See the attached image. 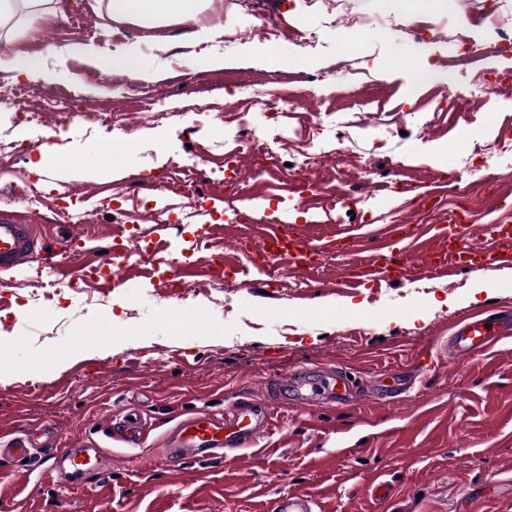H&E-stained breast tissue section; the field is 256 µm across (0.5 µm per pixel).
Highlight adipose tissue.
<instances>
[{
    "label": "adipose tissue",
    "mask_w": 512,
    "mask_h": 512,
    "mask_svg": "<svg viewBox=\"0 0 512 512\" xmlns=\"http://www.w3.org/2000/svg\"><path fill=\"white\" fill-rule=\"evenodd\" d=\"M212 0H98L100 15L111 21H126L140 24L146 29L180 25L185 46L194 48L195 63L212 67L218 64V57L206 51V44L212 43L224 34L223 27H200L189 29V22L195 21ZM65 0H0V71H9L32 79L45 77L43 56L57 55L56 46H47L43 56L27 57L14 53V45L31 29L36 19L62 14ZM72 55L80 56L98 67L104 74H120L132 80L150 81L157 77L155 67L148 65L142 56L139 43L132 42L109 52L95 44L77 45Z\"/></svg>",
    "instance_id": "ef3b65f1"
}]
</instances>
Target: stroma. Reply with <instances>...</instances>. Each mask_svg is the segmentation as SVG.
Here are the masks:
<instances>
[{
	"label": "stroma",
	"instance_id": "stroma-1",
	"mask_svg": "<svg viewBox=\"0 0 512 512\" xmlns=\"http://www.w3.org/2000/svg\"><path fill=\"white\" fill-rule=\"evenodd\" d=\"M374 20L350 29L349 16ZM280 26L273 42L252 38L261 22ZM201 25L240 30L215 42L224 63L204 68L208 85L195 113L178 74L194 73L180 46L158 51L130 23L103 31L96 0H67L65 16L39 23L15 45L27 56L47 44L92 43L105 49L140 42L161 72L152 87L176 108L155 120L122 95L126 79L78 57L52 65L38 80L118 126L68 120L56 112L22 127L18 105L0 100V187L38 190L44 208L1 202L0 216L44 224L45 246L65 252L68 277L33 262L0 272V428H55L72 444L115 450L108 474L79 488L43 484L37 497L20 486L21 468L0 464V512H268L276 496L302 491L321 512H375L368 491L386 482L384 512H512V343L466 361L442 358L400 400L357 409L307 405L276 396L266 382L298 369L330 374L342 367L372 387L377 372L406 367L442 347L460 320L495 308L512 311V263L444 280L423 269L391 284L365 280L338 287L342 258L329 256L319 284L298 279L288 264L259 271L256 224L294 223L331 236L356 222L413 229L445 224L455 199L431 197L432 185L460 178L474 219L512 215V89L488 95L486 84L512 77V0H453L448 13L428 0H214ZM464 31L478 53L465 59L448 42ZM466 85L454 101L452 83ZM247 126L251 142L224 180L228 140ZM61 148L44 178L30 171L43 143ZM122 161L110 162L113 151ZM275 152L278 177L258 171ZM319 156L312 181L288 176L287 163ZM196 165L204 208L190 224H157L133 182L176 166ZM83 200L82 223H45L60 185ZM250 193L243 213L225 221L223 199ZM137 215L116 224V207ZM147 249L124 251L129 237ZM97 246L118 276L89 272ZM61 280V299L49 297ZM177 284L181 293L166 294ZM72 356L64 367L55 356ZM242 398L268 405L265 451L164 465L165 435L179 415H224ZM145 422L136 448L118 438L125 414ZM349 429L361 447L336 453V432Z\"/></svg>",
	"mask_w": 512,
	"mask_h": 512
}]
</instances>
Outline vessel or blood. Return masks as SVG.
<instances>
[{
	"label": "vessel or blood",
	"instance_id": "1",
	"mask_svg": "<svg viewBox=\"0 0 512 512\" xmlns=\"http://www.w3.org/2000/svg\"><path fill=\"white\" fill-rule=\"evenodd\" d=\"M261 231V249L266 256L286 258L293 271L308 281L318 271L324 255L334 249L336 240L359 239L365 234L360 224L337 226L336 237L332 240L300 235L285 224H265ZM482 236L483 244L478 247L464 224H428L422 232L406 238L402 251L408 261L419 263L436 278L457 275L470 269L478 260L487 267L512 262L511 222L501 219L484 225ZM43 254L37 225L14 224L0 219V270L27 265ZM363 272L375 280L387 277L386 267L356 259L348 264L341 276L340 287L353 286ZM511 341L512 313L488 312L456 324L448 338L447 350L449 356L465 361ZM302 382L310 387L309 395L304 398L308 404L325 400L349 404L354 402L358 390L356 381L341 368L328 382L297 373L286 379H272L270 387L282 391ZM270 420L267 407L252 400L236 403L233 412L222 419L205 411L185 414L167 435L164 461L176 468L193 460L222 459L228 450L256 447ZM43 444L48 445L52 453L49 464L40 471L41 479L79 487L86 476H100L110 468L111 452L98 449L94 454H84L81 449L63 444L53 430L39 425L14 433L0 450L26 458L33 448ZM316 507L308 494L291 492L275 498L271 512H316Z\"/></svg>",
	"mask_w": 512,
	"mask_h": 512
}]
</instances>
